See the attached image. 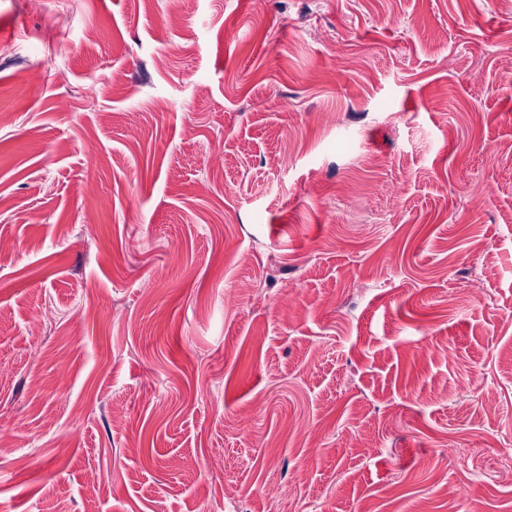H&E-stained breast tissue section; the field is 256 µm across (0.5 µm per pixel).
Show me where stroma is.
<instances>
[{
  "label": "stroma",
  "instance_id": "obj_1",
  "mask_svg": "<svg viewBox=\"0 0 512 512\" xmlns=\"http://www.w3.org/2000/svg\"><path fill=\"white\" fill-rule=\"evenodd\" d=\"M0 512H512V16L0 0Z\"/></svg>",
  "mask_w": 512,
  "mask_h": 512
}]
</instances>
